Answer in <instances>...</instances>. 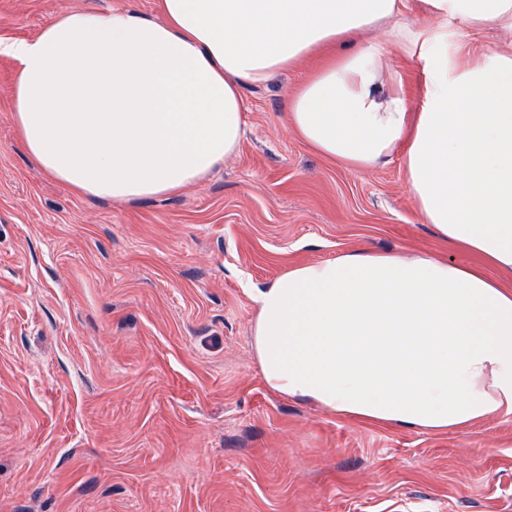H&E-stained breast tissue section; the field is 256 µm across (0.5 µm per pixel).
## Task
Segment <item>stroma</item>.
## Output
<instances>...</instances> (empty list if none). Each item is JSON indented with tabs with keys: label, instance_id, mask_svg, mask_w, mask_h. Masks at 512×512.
Wrapping results in <instances>:
<instances>
[{
	"label": "stroma",
	"instance_id": "stroma-1",
	"mask_svg": "<svg viewBox=\"0 0 512 512\" xmlns=\"http://www.w3.org/2000/svg\"><path fill=\"white\" fill-rule=\"evenodd\" d=\"M124 0H0V41ZM314 60L245 92L238 151L184 193L89 200L30 160L0 55V512H512V414L363 421L265 384L256 289L366 249L478 267L401 160L353 171L286 120Z\"/></svg>",
	"mask_w": 512,
	"mask_h": 512
}]
</instances>
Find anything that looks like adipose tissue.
Returning a JSON list of instances; mask_svg holds the SVG:
<instances>
[{"instance_id":"adipose-tissue-1","label":"adipose tissue","mask_w":512,"mask_h":512,"mask_svg":"<svg viewBox=\"0 0 512 512\" xmlns=\"http://www.w3.org/2000/svg\"><path fill=\"white\" fill-rule=\"evenodd\" d=\"M423 24H412L415 16ZM383 24V39L358 43ZM512 29V0H159L49 18L0 43L10 107L33 162L83 197L180 194L244 134L246 88L321 58L288 122L351 170L401 158L424 223L483 268L355 250L258 291L266 385L352 417L445 431L512 414V49L472 55L469 32ZM423 61L408 109L390 56Z\"/></svg>"}]
</instances>
